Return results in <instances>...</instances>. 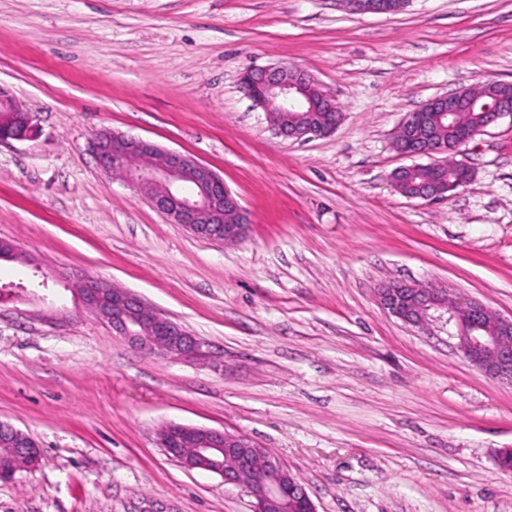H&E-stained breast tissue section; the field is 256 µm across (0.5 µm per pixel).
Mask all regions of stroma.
<instances>
[{
	"label": "stroma",
	"instance_id": "obj_1",
	"mask_svg": "<svg viewBox=\"0 0 512 512\" xmlns=\"http://www.w3.org/2000/svg\"><path fill=\"white\" fill-rule=\"evenodd\" d=\"M288 63L333 96L328 136H277L246 69ZM512 83V0H0V86L36 133L0 143V423L34 468L0 481V512H253L221 476L157 443L169 423L242 434L277 456L317 512H512V384L445 333L378 302L392 281L512 316V119L456 153L448 199L390 174L401 121L428 100ZM110 130L196 157L247 212L243 240L195 237L98 166ZM135 294L211 355L149 354L73 290ZM60 317L47 321L49 311ZM0 431L2 434L9 435L12 438V442L16 445L23 458L26 459V463L22 464V466L35 467L39 464L41 452L34 439L21 430L4 424L0 425Z\"/></svg>",
	"mask_w": 512,
	"mask_h": 512
}]
</instances>
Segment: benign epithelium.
<instances>
[{
  "label": "benign epithelium",
  "mask_w": 512,
  "mask_h": 512,
  "mask_svg": "<svg viewBox=\"0 0 512 512\" xmlns=\"http://www.w3.org/2000/svg\"><path fill=\"white\" fill-rule=\"evenodd\" d=\"M241 84L255 105L270 116L275 112L338 111L335 99L320 90L311 74L288 63L249 68ZM477 104L483 130L505 116L512 118L511 98L500 95L484 100L463 90L435 97L420 111L452 119ZM272 128L286 139L302 140L324 136L336 126L317 131L304 124L287 126L275 120ZM33 132L31 113L0 88V142L22 139ZM93 147L103 170L121 173L124 182L170 223L211 241H233L246 234L247 213L224 186V180L194 156L108 130L94 135ZM104 292L102 282L92 278L82 280L77 289L82 303L96 313ZM377 297L390 315L413 327L454 325L462 356L489 377L512 383V317H499L477 300L452 297L445 288H423L401 281L384 285ZM101 319L112 328V335L124 338L136 349L186 360L207 356L203 341L128 291L112 290V312ZM0 432L12 438L26 459L24 466L39 464L41 452L34 439L4 424ZM158 444L170 458L190 469L218 474L226 484L244 485L253 498V512L288 506L296 512H316L305 488L280 459L245 435L173 423L158 434Z\"/></svg>",
  "instance_id": "obj_1"
}]
</instances>
